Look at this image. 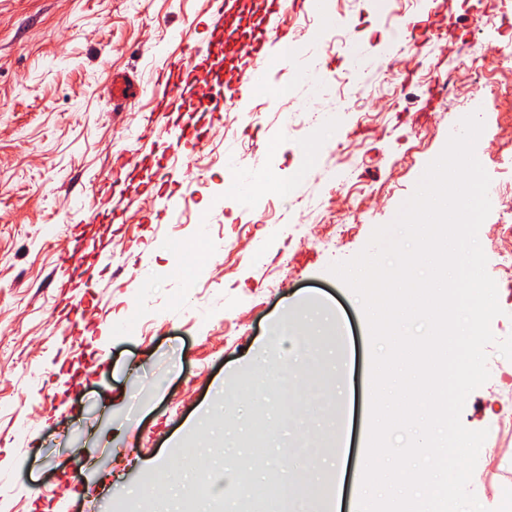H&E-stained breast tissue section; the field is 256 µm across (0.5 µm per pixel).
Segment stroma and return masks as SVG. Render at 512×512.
Returning a JSON list of instances; mask_svg holds the SVG:
<instances>
[{
	"label": "stroma",
	"mask_w": 512,
	"mask_h": 512,
	"mask_svg": "<svg viewBox=\"0 0 512 512\" xmlns=\"http://www.w3.org/2000/svg\"><path fill=\"white\" fill-rule=\"evenodd\" d=\"M413 19L420 27L402 37ZM285 22L292 51L260 64L238 111L159 116L154 80L184 42L208 41V0H0V512H116L158 475L167 486L153 512H181L187 492L223 472L225 449L253 433L260 400L267 433L248 480L264 483L277 463L291 482L324 485L326 414H282V387H250L279 370L291 334L310 338L302 368L324 392L347 379L342 474L354 495L366 325L327 268L393 221L468 114L484 120L475 149L492 182H512V75L472 68L442 84L434 74L445 51L480 62L491 43L512 41V7L304 0ZM392 44L398 91L383 64ZM313 63L318 86L304 76ZM116 72L140 88L125 109L112 102ZM479 77L502 94L472 98ZM314 111L327 115L326 136L308 126ZM154 121L180 129L192 176L145 170L111 184L113 161L138 158ZM82 231L108 244L112 267L58 287ZM226 241L233 251L219 250ZM498 301L490 376L461 414L471 430L512 411L500 380L512 360L497 348L512 336V290ZM303 432L318 447L284 456ZM191 446L197 465L175 469ZM475 473L470 488L494 512L488 485L512 488V448L483 444Z\"/></svg>",
	"instance_id": "1"
}]
</instances>
